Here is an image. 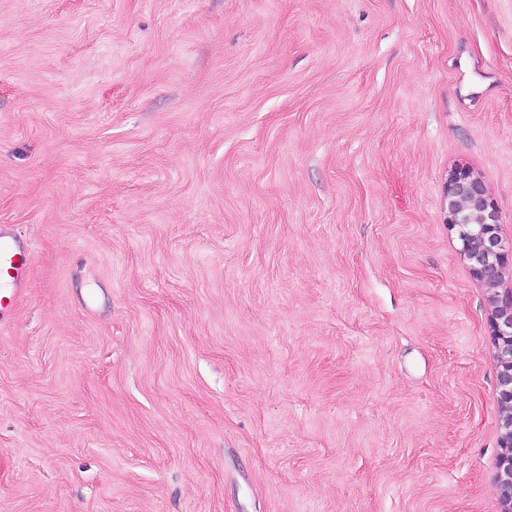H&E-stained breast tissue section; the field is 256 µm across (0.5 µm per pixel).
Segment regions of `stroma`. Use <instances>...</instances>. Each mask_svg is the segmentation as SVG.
Masks as SVG:
<instances>
[{"label": "stroma", "mask_w": 512, "mask_h": 512, "mask_svg": "<svg viewBox=\"0 0 512 512\" xmlns=\"http://www.w3.org/2000/svg\"><path fill=\"white\" fill-rule=\"evenodd\" d=\"M512 0H0V512H501ZM448 227L460 241L459 255L485 288L491 307L490 339L499 367L497 403L500 435L497 488L502 512L512 511V286L502 288L512 269L496 207L483 180L469 169L448 173ZM33 254L12 236L0 231V283L9 288L0 289V313L13 308L27 290Z\"/></svg>", "instance_id": "obj_1"}]
</instances>
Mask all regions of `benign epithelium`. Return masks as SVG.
<instances>
[{
  "label": "benign epithelium",
  "mask_w": 512,
  "mask_h": 512,
  "mask_svg": "<svg viewBox=\"0 0 512 512\" xmlns=\"http://www.w3.org/2000/svg\"><path fill=\"white\" fill-rule=\"evenodd\" d=\"M448 227L460 241L459 255L485 288L491 307L490 339L499 367L497 403L500 435L497 488L502 512H512V286L504 287L512 269L496 207L483 180L464 168L448 173Z\"/></svg>",
  "instance_id": "7a95c632"
}]
</instances>
